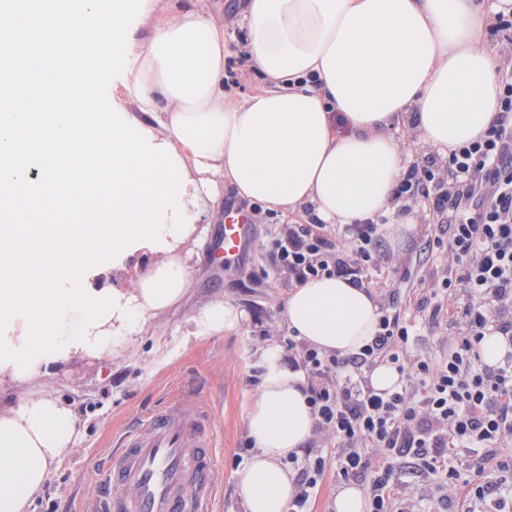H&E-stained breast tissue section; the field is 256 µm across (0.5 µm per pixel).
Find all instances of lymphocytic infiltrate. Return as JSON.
Wrapping results in <instances>:
<instances>
[{"instance_id": "1", "label": "lymphocytic infiltrate", "mask_w": 512, "mask_h": 512, "mask_svg": "<svg viewBox=\"0 0 512 512\" xmlns=\"http://www.w3.org/2000/svg\"><path fill=\"white\" fill-rule=\"evenodd\" d=\"M500 115L479 140L428 153L408 166L395 200L424 197L436 219L427 231L443 259L413 315L395 303L380 307L379 329L360 353L341 358L287 338L288 361L308 376V403L316 430L336 450L335 460L317 454L299 465L290 512L308 503L328 467L344 480L368 477L367 512H407L394 463L411 459L412 473L435 484L438 503L460 474L459 449L512 453V67L499 75ZM380 225L283 224L265 254L289 284L337 276L364 286L369 271L389 261ZM447 323L434 354L420 356L418 322ZM503 337L508 352L494 366L482 364L484 336ZM389 364L401 376L392 393H378L368 373ZM383 457L372 468L370 453Z\"/></svg>"}]
</instances>
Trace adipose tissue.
Segmentation results:
<instances>
[{
    "mask_svg": "<svg viewBox=\"0 0 512 512\" xmlns=\"http://www.w3.org/2000/svg\"><path fill=\"white\" fill-rule=\"evenodd\" d=\"M501 12L512 0H242L232 36L203 4L0 0V328L12 331L0 374L22 391L0 406V512H29L76 443L71 403L39 379L79 354L117 358L183 302L194 269L179 246L197 204L219 205L218 183L301 224L382 218L401 243L400 135L444 156L495 123L502 60L486 38ZM237 56L261 80L245 96L228 80ZM142 251L132 288L118 287L114 270ZM282 316L345 358L371 343L380 313L370 289L322 276L292 288ZM242 317L213 301L186 335L220 336ZM259 357L237 493L245 512H289L285 461L314 437L308 380L279 348Z\"/></svg>",
    "mask_w": 512,
    "mask_h": 512,
    "instance_id": "1",
    "label": "adipose tissue"
}]
</instances>
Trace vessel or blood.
Instances as JSON below:
<instances>
[{
	"label": "vessel or blood",
	"instance_id": "1",
	"mask_svg": "<svg viewBox=\"0 0 512 512\" xmlns=\"http://www.w3.org/2000/svg\"><path fill=\"white\" fill-rule=\"evenodd\" d=\"M252 235L250 215L226 207L218 240L225 263L242 259ZM216 452L209 411L177 402L145 414L91 480L94 512H213Z\"/></svg>",
	"mask_w": 512,
	"mask_h": 512
}]
</instances>
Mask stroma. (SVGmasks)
I'll use <instances>...</instances> for the list:
<instances>
[{
	"label": "stroma",
	"instance_id": "35a3bbf8",
	"mask_svg": "<svg viewBox=\"0 0 512 512\" xmlns=\"http://www.w3.org/2000/svg\"><path fill=\"white\" fill-rule=\"evenodd\" d=\"M246 210L253 215L255 235L240 263L225 267L215 254L224 224L223 209L198 207L196 226L205 232L207 243L200 249L190 238L181 246L195 271L193 292L178 308L148 323L137 346L122 357L104 363L76 356L43 379L45 392L73 402L80 440L64 452L30 512H81L93 468L110 450L113 432L181 392L206 403L211 412L220 445L215 472L220 487L216 512H243L235 472L248 456L244 414L262 373L249 353L268 343L281 344L287 335L281 306L289 291L288 284L271 272L264 252V244L275 225L281 223V216L256 212L251 204ZM394 253L413 260L408 270L396 264L382 270L383 281L394 287L400 305L405 307L420 291L422 277L431 276L436 256L420 224ZM216 298L244 311L240 326L220 336L191 341L168 364L155 367L157 344L174 341L178 325ZM456 466L463 481L453 492V512H469L472 501L467 481L477 474L504 484L495 500L487 501L488 512H512V475L502 472L491 454L460 449Z\"/></svg>",
	"mask_w": 512,
	"mask_h": 512
}]
</instances>
